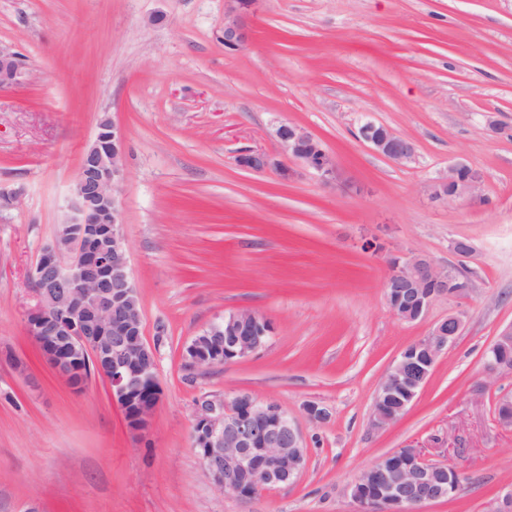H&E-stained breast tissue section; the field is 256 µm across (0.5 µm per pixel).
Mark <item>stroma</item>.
Returning a JSON list of instances; mask_svg holds the SVG:
<instances>
[{"instance_id":"stroma-1","label":"stroma","mask_w":512,"mask_h":512,"mask_svg":"<svg viewBox=\"0 0 512 512\" xmlns=\"http://www.w3.org/2000/svg\"><path fill=\"white\" fill-rule=\"evenodd\" d=\"M253 28L228 51L224 0H0V45L23 61L0 88V192L19 195L0 209V512H357L349 484L411 443L462 477L419 512H485L512 485V426L496 418L512 375H484L512 324V0H262ZM105 113L126 139L122 233L162 392L140 436L106 379L73 390L25 326L29 273ZM370 119L412 140L414 160L370 150ZM288 122L323 142L340 184L237 165L244 148L279 153ZM458 161L483 172L480 201H434ZM393 252L458 265L470 297L399 321L383 290ZM240 309L271 322L265 346L190 365L193 337ZM456 313L431 378L373 430L386 370ZM241 392L288 411L308 446L297 479L247 499L211 485L191 441L199 398ZM311 400L327 422L308 421Z\"/></svg>"}]
</instances>
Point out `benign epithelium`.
Here are the masks:
<instances>
[{"instance_id": "1", "label": "benign epithelium", "mask_w": 512, "mask_h": 512, "mask_svg": "<svg viewBox=\"0 0 512 512\" xmlns=\"http://www.w3.org/2000/svg\"><path fill=\"white\" fill-rule=\"evenodd\" d=\"M261 0H224V48L238 50L251 38ZM23 72L18 55L0 46V87L19 82ZM360 138L378 155L403 165L415 157V146L390 127L367 121ZM282 153L245 150L237 165L255 173L296 175L286 160L315 174L323 183L338 180L336 164L313 134L295 124L276 130ZM126 143L122 130L103 117L95 141L87 147L73 188L70 220L57 225L33 266L36 304L27 313L28 335L60 377L74 390L87 383L85 362L105 378L112 399L121 407L128 429L142 434L161 400L156 377V348L143 333L139 288L132 276L121 231V184L125 176ZM482 173L464 162L448 165L430 185L431 197L442 203L479 198ZM384 295L391 313L412 323L425 318L440 297H469L472 285L452 266H438L425 256L389 263ZM463 329V317L450 314L434 323L414 343V369L399 354L383 375L372 411V427L381 430L396 422L431 377L440 356ZM272 332L270 321L252 310H238L209 325L187 345L185 357L196 367H212L247 358L262 348ZM512 344V324L506 326L485 354L489 378L512 373L490 352ZM404 397L396 411L381 409L385 400ZM312 423L329 414L316 401L304 406ZM205 474L219 490L248 498L259 489H273L297 478L308 462L307 445L297 422L273 401L250 393L232 400L203 398L196 404L192 430ZM452 466L430 461L419 446L408 445L374 460L348 486L356 498L362 485L378 496L357 501L359 512H417V508L448 498L446 474ZM488 512H512V485L488 506Z\"/></svg>"}]
</instances>
